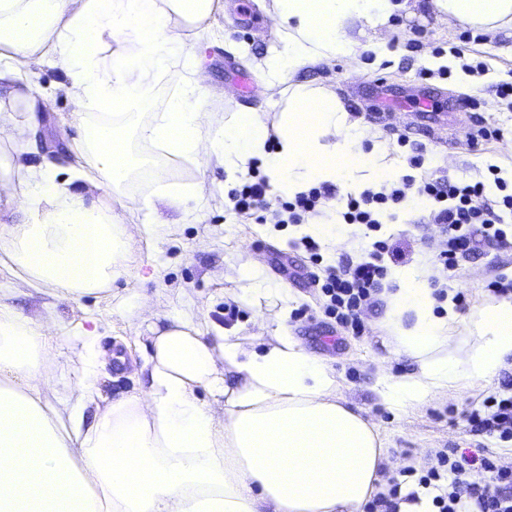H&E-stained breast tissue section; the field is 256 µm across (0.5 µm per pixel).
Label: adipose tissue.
<instances>
[{
  "instance_id": "ef3b65f1",
  "label": "adipose tissue",
  "mask_w": 512,
  "mask_h": 512,
  "mask_svg": "<svg viewBox=\"0 0 512 512\" xmlns=\"http://www.w3.org/2000/svg\"><path fill=\"white\" fill-rule=\"evenodd\" d=\"M286 52L260 64L268 90L309 63L355 55L356 23L386 26L392 0H275ZM449 20L485 33L512 25V0H435ZM220 0H0V139L26 140L17 111H46L29 77L52 62L66 79L77 135L71 179L22 154L0 157V199L24 215L0 233L21 281L79 298L123 276L134 234L116 210L141 214L143 231L161 215L188 219L202 185L130 192L142 174L160 176L166 158L218 160L245 173L262 154L260 113L223 121L209 109L200 42ZM119 45L116 58L106 55ZM187 76L154 111L171 64ZM363 132L332 94L294 85L281 125L279 156L267 170L277 193L308 182L354 186L389 175L383 156L361 149ZM390 301L392 352L416 371L377 369L381 404L410 410L434 396L492 382L512 361V299L474 311L465 335L454 314L438 318L413 276ZM52 319L0 305V512H363L381 492L386 437L350 409L334 371L295 337L276 331L261 351L217 332L205 338L192 316L153 329L145 383L100 407L92 424V374L111 365L95 331L68 350L81 374L56 375Z\"/></svg>"
}]
</instances>
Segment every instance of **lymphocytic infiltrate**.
Instances as JSON below:
<instances>
[{"label": "lymphocytic infiltrate", "instance_id": "f902f5d3", "mask_svg": "<svg viewBox=\"0 0 512 512\" xmlns=\"http://www.w3.org/2000/svg\"><path fill=\"white\" fill-rule=\"evenodd\" d=\"M497 193L488 196V185ZM415 186L418 195L434 202L430 215L446 236V248L434 260L436 273L431 278L436 300L452 299L456 308L465 309L464 293H451L461 257L473 249V233L481 231L490 242L506 245L512 238V179L504 178L499 166L490 164L480 178L464 180L450 175H432L421 181L403 176L400 183L365 189L344 199L337 211L342 224H362L370 232L369 250L359 262L324 263L320 243L310 236L301 245L317 270L312 278L319 284L324 299L323 313L348 334L363 335L362 309L381 292L392 263L403 261L406 252L393 237L380 236L385 218L407 203V186ZM269 183L259 168L249 169L241 183L228 193L231 211L236 217L264 223L268 208ZM335 188L315 183L277 206L289 223H301L304 215L317 212L332 199ZM474 431L487 434L498 443H512V394L483 399L466 414ZM435 465L424 470L412 467L386 474L387 490L370 500L364 512H397L400 495L414 485L432 496L435 512H512V468L502 466L498 453L479 448L461 453L454 448L435 451Z\"/></svg>", "mask_w": 512, "mask_h": 512}]
</instances>
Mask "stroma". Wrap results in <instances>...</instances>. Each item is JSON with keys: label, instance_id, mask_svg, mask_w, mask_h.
Instances as JSON below:
<instances>
[{"label": "stroma", "instance_id": "1", "mask_svg": "<svg viewBox=\"0 0 512 512\" xmlns=\"http://www.w3.org/2000/svg\"><path fill=\"white\" fill-rule=\"evenodd\" d=\"M224 10L215 14L212 33L206 37L201 65L209 76L208 105L218 114L231 116L241 110L262 113L267 127L261 168H268L278 156L276 127L288 105L285 94L266 90L264 74L256 64L268 53L284 48L272 25L273 0H253L258 15L245 30L236 28L232 16L237 0H223ZM465 27L438 14L433 0H417L415 7L393 13L380 35L388 42L390 54L381 59L368 49L357 57H337L298 67L291 74L295 83L334 94L347 102L351 91L371 94L374 79L386 78L390 88L408 94L419 81L417 72L431 71L426 87L439 93L437 120L443 125L442 137L431 140L415 132L405 111H396L384 122H371L365 111L349 108L366 134L361 143L365 153L382 150L392 168L393 179L410 174L422 179L434 173L459 178L475 176L486 162L512 171V105L496 93L500 83L512 82V32L484 34L476 41L462 43ZM465 45L464 58H456L452 49ZM480 65L472 74L462 63ZM255 75L258 86L249 95H241L234 73ZM63 77L53 64L41 66L31 83L49 98L51 107L40 116L39 152L33 162L54 158L60 179H67L70 157L66 145L74 134V115L61 87ZM478 125L497 126L505 131L502 140L471 147L466 139L469 129ZM423 150L421 168L410 169L407 158L412 147ZM189 185L200 182L206 187L203 201L195 206L193 220L164 225L160 235L137 233L126 273L99 295L78 299L63 298L49 288L23 284L0 251V304L8 305L24 316L50 317L56 323L51 347L61 355L58 373L73 377L77 368L66 355L68 343L77 326L96 331L101 346H118L125 354L122 372L99 373L95 379L98 397L84 414L93 417L98 405L133 392L139 385L132 372L142 365L148 331L137 311L150 301L154 317L167 322L179 314L193 315L203 336L214 327L238 337L246 347L259 349V330L253 324L255 313H262L269 331L288 329L315 357L336 374L339 392L349 407L375 422L389 437V459L432 458L434 449L455 448L463 452L490 446L485 435L470 430L465 413L482 397L501 388L500 381L473 386L461 392L434 397L428 403L409 410L396 411L378 403L375 395L374 368L378 359L388 358L392 375L401 377L415 372L417 365L406 356H390L387 313L391 295L402 286L399 272H416L429 280L432 262L443 250L446 240L439 226L429 223L433 207L430 200L415 195L408 205L387 220L382 232L409 242L413 254L409 260L392 264L390 275L375 302L363 312L366 333L350 336L336 327L320 311L316 290L310 281H298L282 272L279 262L288 259L306 268L307 254L300 245L303 236L314 233V225H323L317 234L325 262L338 263L358 257L365 242L364 226L336 225V205L340 198L354 193L347 183L338 184L337 196L329 200L321 214L304 224H256L237 218L227 210L228 192L237 184L223 165L195 163L178 157L168 160L163 179L143 177L134 184L135 192L147 194L158 183ZM474 252L459 262L455 286L468 297L467 310L457 312L455 327L464 331L469 308L490 301L487 283L504 274L512 277V248L474 237ZM251 267L254 276L241 277L243 267ZM235 305L239 315L232 323L224 321L225 305ZM307 314L296 317L297 309Z\"/></svg>", "mask_w": 512, "mask_h": 512}]
</instances>
